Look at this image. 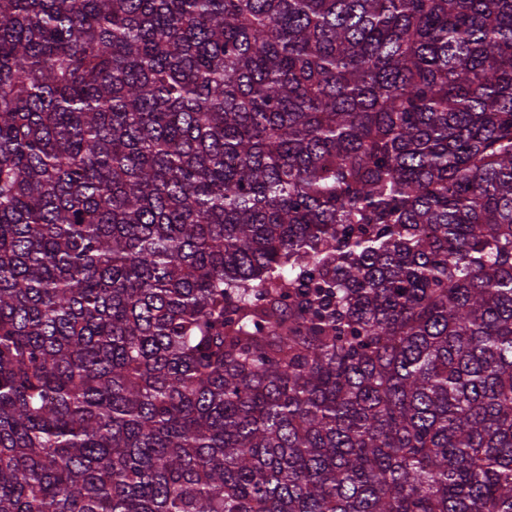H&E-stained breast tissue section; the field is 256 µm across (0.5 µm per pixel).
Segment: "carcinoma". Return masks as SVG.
I'll list each match as a JSON object with an SVG mask.
<instances>
[{
    "instance_id": "obj_1",
    "label": "carcinoma",
    "mask_w": 512,
    "mask_h": 512,
    "mask_svg": "<svg viewBox=\"0 0 512 512\" xmlns=\"http://www.w3.org/2000/svg\"><path fill=\"white\" fill-rule=\"evenodd\" d=\"M0 512H512V0H0Z\"/></svg>"
}]
</instances>
